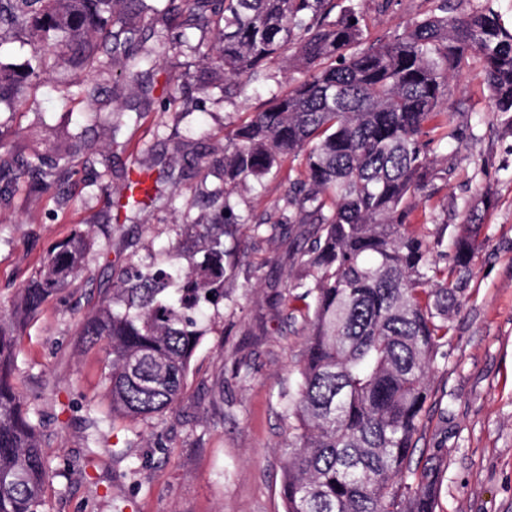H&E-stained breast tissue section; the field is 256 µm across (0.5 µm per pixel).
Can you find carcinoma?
I'll use <instances>...</instances> for the list:
<instances>
[{
  "mask_svg": "<svg viewBox=\"0 0 512 512\" xmlns=\"http://www.w3.org/2000/svg\"><path fill=\"white\" fill-rule=\"evenodd\" d=\"M0 0V201L20 188L29 196L79 175L62 165L81 134L55 131L41 152L12 116L36 84L57 73L95 102L98 78L112 69L140 25L162 13H187L206 29L218 69L239 88L266 84L268 65L288 64L301 77L271 95L267 107L231 125L224 155L206 162L226 186L260 184L289 159L305 176L288 180L295 224H313L312 247L296 253L293 288L308 325L296 388L284 417L292 438L283 461L285 512H436L444 453L412 465L432 391L427 382L451 331L462 289L448 283L431 244L413 230V199L434 177L429 123L451 124L450 80L471 51L483 60L493 111L512 127V27L488 7L457 14L448 7L415 20L392 38L366 43L351 7L331 17L333 0ZM32 47L21 64L1 54L12 43ZM150 54H126L119 77L134 79ZM132 206L149 196L143 181L125 185ZM222 189L198 204L217 207L221 223L178 224L167 261L114 270L112 293L82 319L78 335L103 344L112 416L86 420L96 441L111 419H153L183 397L204 332L198 312L227 295L235 253L229 227L261 225L235 212ZM481 225L453 241L456 266L469 267ZM75 226L0 316V512H44L55 475L42 449V420L18 388L20 336L47 299L74 287L90 249ZM199 258L184 266V245ZM212 298H207V295Z\"/></svg>",
  "mask_w": 512,
  "mask_h": 512,
  "instance_id": "carcinoma-1",
  "label": "carcinoma"
}]
</instances>
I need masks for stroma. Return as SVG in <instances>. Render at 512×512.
Wrapping results in <instances>:
<instances>
[{"mask_svg": "<svg viewBox=\"0 0 512 512\" xmlns=\"http://www.w3.org/2000/svg\"><path fill=\"white\" fill-rule=\"evenodd\" d=\"M440 0H336V13L356 8L368 42L387 39L413 20L437 11ZM187 41L161 60L138 88L106 80L105 110L128 119L119 132L86 121L87 103L70 99L57 81L36 92L37 107L13 121L48 150L51 126L73 123L85 146L68 159L83 169L94 159L96 182H78L73 199L58 208L51 195L34 200L18 192L0 207V312L9 313L18 289L75 225H108L95 232L84 272L92 288L49 298L20 342L18 386L42 415L43 449L60 468L46 492L45 512H285L280 493L281 446L288 437L281 396L295 388L306 341L291 287L292 256L308 247L314 225L289 223L288 181L304 174L269 175L260 185L232 190L240 213L262 221L246 232L229 299L207 306L184 397L175 411L147 421L118 420L98 442L86 445L85 421L112 409L105 395L102 347L89 348L77 327L112 286V269L139 258L166 260L172 228L197 218L189 203L202 188L219 186L190 157L224 152V128L266 107L269 90L225 95L222 81L197 92L211 74L210 32L168 21ZM451 119L457 137L435 129L436 178L414 210L417 232L446 228L440 258L450 281H462L461 304L452 315L447 344L429 372L434 391L414 461L444 447L448 455L436 512H512V128L492 110L477 53L462 61L451 83ZM159 174L156 200L140 211L106 208L100 188L121 199L142 156ZM477 222L482 244L469 270L455 266L452 236Z\"/></svg>", "mask_w": 512, "mask_h": 512, "instance_id": "35a3bbf8", "label": "stroma"}]
</instances>
